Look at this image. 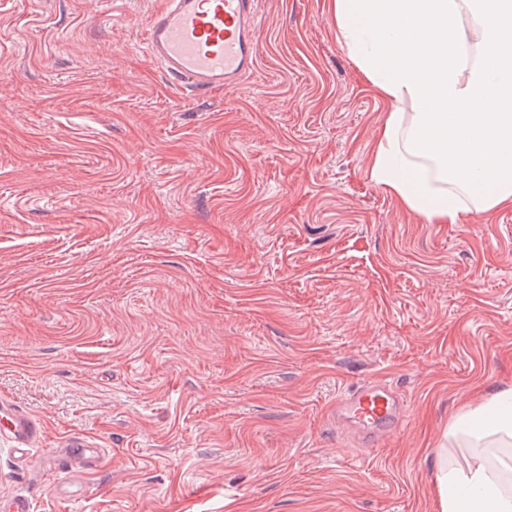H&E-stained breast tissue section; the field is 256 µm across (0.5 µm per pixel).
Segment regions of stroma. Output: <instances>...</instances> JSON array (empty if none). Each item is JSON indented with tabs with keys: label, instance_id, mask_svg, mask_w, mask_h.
I'll use <instances>...</instances> for the list:
<instances>
[{
	"label": "stroma",
	"instance_id": "35a3bbf8",
	"mask_svg": "<svg viewBox=\"0 0 512 512\" xmlns=\"http://www.w3.org/2000/svg\"><path fill=\"white\" fill-rule=\"evenodd\" d=\"M154 0L0 5V503L35 512H439L449 419L512 384V209L431 224L369 177L388 106L327 0H260L256 73L205 98L148 58ZM388 378L402 429L329 408ZM73 434L84 496L39 476ZM0 433L8 436L14 448L23 454L38 445L44 428L39 421L17 408L11 400L0 396Z\"/></svg>",
	"mask_w": 512,
	"mask_h": 512
}]
</instances>
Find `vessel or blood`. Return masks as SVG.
I'll return each mask as SVG.
<instances>
[{
  "mask_svg": "<svg viewBox=\"0 0 512 512\" xmlns=\"http://www.w3.org/2000/svg\"><path fill=\"white\" fill-rule=\"evenodd\" d=\"M256 4L257 0H160L145 29V50L165 74L187 81L193 95L238 85L257 68ZM333 413L372 445L401 426L405 405L387 380L371 378L341 392ZM0 433L23 453L38 445L44 428L0 396ZM99 456V448L88 438L67 437L54 459L55 470L65 474L53 486L55 497H82L85 488L74 476Z\"/></svg>",
  "mask_w": 512,
  "mask_h": 512,
  "instance_id": "vessel-or-blood-1",
  "label": "vessel or blood"
}]
</instances>
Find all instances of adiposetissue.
<instances>
[{"label":"adipose tissue","instance_id":"adipose-tissue-1","mask_svg":"<svg viewBox=\"0 0 512 512\" xmlns=\"http://www.w3.org/2000/svg\"><path fill=\"white\" fill-rule=\"evenodd\" d=\"M336 38L390 110L371 180L432 224L512 208V0H329ZM440 512H512V385L436 453Z\"/></svg>","mask_w":512,"mask_h":512}]
</instances>
